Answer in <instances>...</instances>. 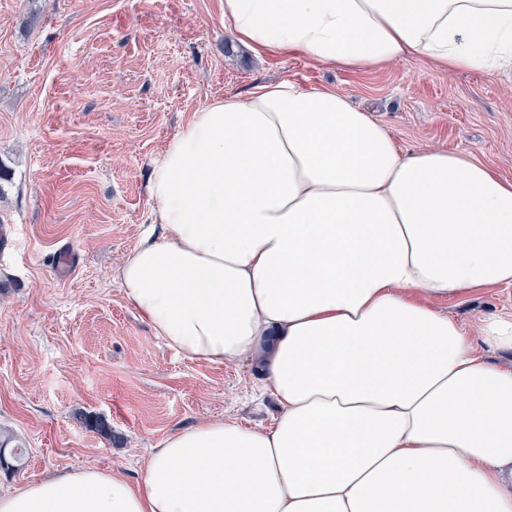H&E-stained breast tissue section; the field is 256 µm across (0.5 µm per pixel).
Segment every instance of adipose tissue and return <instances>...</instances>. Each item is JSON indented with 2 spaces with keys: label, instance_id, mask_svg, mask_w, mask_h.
<instances>
[{
  "label": "adipose tissue",
  "instance_id": "adipose-tissue-1",
  "mask_svg": "<svg viewBox=\"0 0 512 512\" xmlns=\"http://www.w3.org/2000/svg\"><path fill=\"white\" fill-rule=\"evenodd\" d=\"M257 53L338 68L512 67V0H224ZM157 236L117 268L166 344L247 360L278 411L156 441L138 482L95 467L0 512H512V313L435 299L512 285V182L403 152L333 90L261 85L193 112L149 178Z\"/></svg>",
  "mask_w": 512,
  "mask_h": 512
}]
</instances>
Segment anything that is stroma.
<instances>
[{"instance_id":"1","label":"stroma","mask_w":512,"mask_h":512,"mask_svg":"<svg viewBox=\"0 0 512 512\" xmlns=\"http://www.w3.org/2000/svg\"><path fill=\"white\" fill-rule=\"evenodd\" d=\"M277 81L345 94L402 150L469 152L512 180V69L258 56L231 36L223 0H0V431L13 436L0 493L88 466L134 482L178 429L271 424L251 363L168 346L116 272L158 231L149 175L192 112ZM435 306L473 323L512 311V286Z\"/></svg>"}]
</instances>
